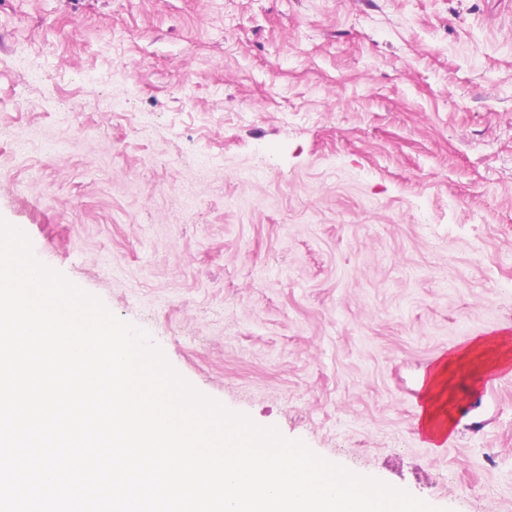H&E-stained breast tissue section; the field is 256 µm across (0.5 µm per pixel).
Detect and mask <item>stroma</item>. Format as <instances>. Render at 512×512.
I'll return each instance as SVG.
<instances>
[{
  "label": "stroma",
  "mask_w": 512,
  "mask_h": 512,
  "mask_svg": "<svg viewBox=\"0 0 512 512\" xmlns=\"http://www.w3.org/2000/svg\"><path fill=\"white\" fill-rule=\"evenodd\" d=\"M0 219L195 389L442 512H512V0H0ZM512 340L503 334L493 339L471 340L447 357L440 359L421 381L422 405L418 426L434 448L441 447L452 431V419L447 409L452 390L453 372L456 366L470 358L475 350L482 349L487 357L484 371L508 369L512 366L510 346Z\"/></svg>",
  "instance_id": "35a3bbf8"
}]
</instances>
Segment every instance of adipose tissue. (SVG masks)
Returning a JSON list of instances; mask_svg holds the SVG:
<instances>
[{
	"instance_id": "obj_1",
	"label": "adipose tissue",
	"mask_w": 512,
	"mask_h": 512,
	"mask_svg": "<svg viewBox=\"0 0 512 512\" xmlns=\"http://www.w3.org/2000/svg\"><path fill=\"white\" fill-rule=\"evenodd\" d=\"M484 350V370L512 367V336L503 334L493 339L473 340L447 357L440 359L421 382L422 405L417 423L432 447H440L452 431V419L447 409L456 366L470 358L475 350Z\"/></svg>"
}]
</instances>
